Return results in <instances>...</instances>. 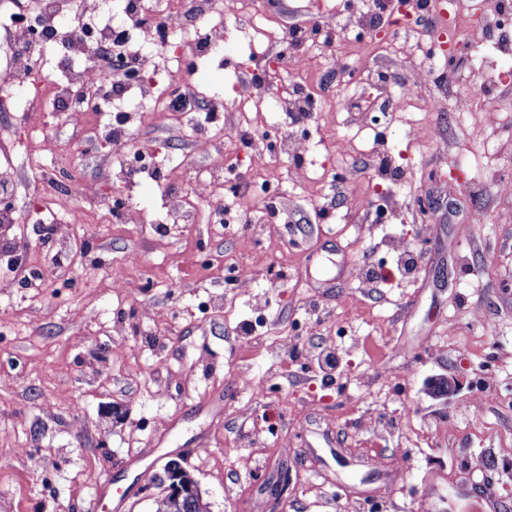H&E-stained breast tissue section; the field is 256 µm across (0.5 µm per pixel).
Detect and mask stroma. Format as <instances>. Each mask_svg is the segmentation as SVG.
Wrapping results in <instances>:
<instances>
[{"mask_svg":"<svg viewBox=\"0 0 512 512\" xmlns=\"http://www.w3.org/2000/svg\"><path fill=\"white\" fill-rule=\"evenodd\" d=\"M454 15L382 12L367 35L349 26L345 0H281L284 26L331 13L334 45L317 44L310 69L267 70L271 87L324 90L308 119L268 99L240 121L246 141L215 139L216 114L173 137L160 119L132 118L133 147L183 164L123 187L100 129L107 115L44 106L0 130L22 179L17 204L42 188L27 156L106 191L128 190L139 224L101 222L77 204L67 247L44 240L48 213L10 230L33 288L0 291V512H114L103 477L128 495L123 512H155L135 482L180 458L209 512H512V82L499 110H480L470 56L428 68L410 109L383 118L382 99L409 79L410 52L434 32H466L473 9ZM281 45L231 29L222 51L197 64L208 95L229 98L240 78L267 69ZM469 97L471 109L456 103ZM447 103L429 112L427 102ZM309 129L301 162L267 155L274 130ZM477 157L480 174L459 181ZM223 162L231 183L278 181L281 197L223 230L160 219L191 195L199 173ZM352 170L347 184L332 175ZM414 243L412 270L391 246ZM139 262L125 268L129 253ZM370 265L382 281L337 271ZM248 281L224 297L222 264ZM293 481L273 499L271 465ZM493 498H485V488Z\"/></svg>","mask_w":512,"mask_h":512,"instance_id":"stroma-1","label":"stroma"}]
</instances>
